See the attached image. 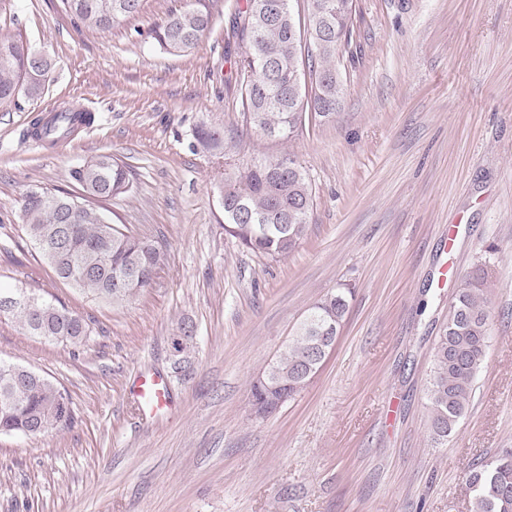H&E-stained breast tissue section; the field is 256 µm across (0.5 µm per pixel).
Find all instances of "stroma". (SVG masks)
Instances as JSON below:
<instances>
[{"label":"stroma","instance_id":"obj_1","mask_svg":"<svg viewBox=\"0 0 512 512\" xmlns=\"http://www.w3.org/2000/svg\"><path fill=\"white\" fill-rule=\"evenodd\" d=\"M206 2L210 30L175 56L147 32L185 0H143L106 33L76 28L60 0H0V33L52 60L39 98L0 104V285L59 300L91 330L75 347L0 316V361L53 380L74 410L69 428L0 435V512H470L466 470L512 448V0H353L336 118L288 141L243 118L242 0ZM63 108L93 113L91 128L51 147L26 137ZM202 125L232 151L192 150ZM102 153L134 174L107 215L167 247L153 287L121 308L59 281L21 221L28 188L76 191L70 171ZM287 153L315 206L305 240L271 260L225 236L218 196L243 162ZM480 263L491 338L468 413L436 443L435 342ZM342 284L355 294L334 350L254 416L251 382ZM181 321L198 339L185 380L168 363ZM144 372L170 379L162 419L124 390Z\"/></svg>","mask_w":512,"mask_h":512}]
</instances>
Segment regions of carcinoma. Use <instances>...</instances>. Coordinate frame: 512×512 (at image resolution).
<instances>
[{
    "label": "carcinoma",
    "instance_id": "carcinoma-1",
    "mask_svg": "<svg viewBox=\"0 0 512 512\" xmlns=\"http://www.w3.org/2000/svg\"><path fill=\"white\" fill-rule=\"evenodd\" d=\"M143 0H62L66 13L89 30L108 32L114 23L110 11L125 19L139 13ZM291 0H245L238 10L236 29L245 42L239 63L241 99L246 123L273 140L287 141L309 119L336 118L342 84L336 74V46L351 34L352 0H308L307 53H302L301 25ZM212 14L206 0H186L184 8L155 22L149 36L170 54L187 53L209 30ZM20 38L0 37V104L23 93L38 97L50 62L24 48ZM70 109L51 119L35 117L31 135L54 144L72 132ZM196 145L224 150V129L202 126ZM80 196L35 185L21 205L24 230L41 261L61 280L74 268L92 264L94 277L71 287L84 296L112 306H123L153 287L166 260V247L135 236L112 224L93 202L129 193L133 173L109 153H102L70 173ZM224 234L262 257L276 260L293 252L304 240L314 195L308 176L296 157L288 154L255 159L224 179L219 195ZM488 270L475 266L461 280L434 350L426 395L431 409L434 441H445L466 415L476 375L483 363L491 321L482 297ZM349 288H338L315 303L295 336L268 367L275 393L290 398L310 381L304 367L318 346V330L339 333L349 307ZM30 335L77 345L89 336L88 324L63 304L43 296L37 308L9 311ZM196 345L186 346L172 372L189 376ZM73 423L68 396L53 381L27 379L23 367L0 362V434L40 435ZM472 498V512H512V448L502 449L487 462L475 464L464 475Z\"/></svg>",
    "mask_w": 512,
    "mask_h": 512
}]
</instances>
